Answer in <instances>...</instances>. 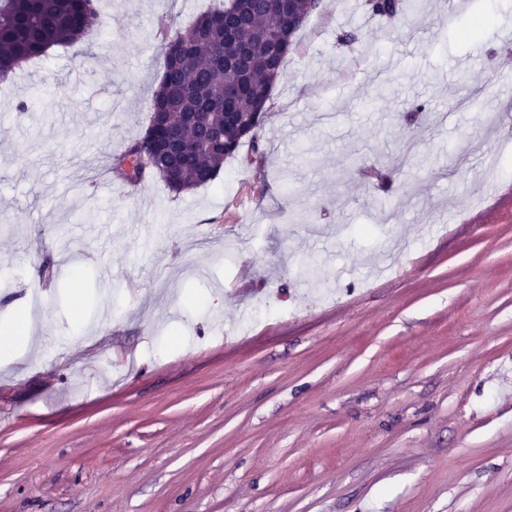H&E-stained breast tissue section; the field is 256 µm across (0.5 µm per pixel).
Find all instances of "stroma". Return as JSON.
Wrapping results in <instances>:
<instances>
[{
	"label": "stroma",
	"mask_w": 512,
	"mask_h": 512,
	"mask_svg": "<svg viewBox=\"0 0 512 512\" xmlns=\"http://www.w3.org/2000/svg\"><path fill=\"white\" fill-rule=\"evenodd\" d=\"M473 2L475 41L321 0L179 195L98 169L219 0H97L0 84V512H512V0Z\"/></svg>",
	"instance_id": "obj_1"
}]
</instances>
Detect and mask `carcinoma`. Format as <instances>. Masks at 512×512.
<instances>
[{
  "instance_id": "obj_1",
  "label": "carcinoma",
  "mask_w": 512,
  "mask_h": 512,
  "mask_svg": "<svg viewBox=\"0 0 512 512\" xmlns=\"http://www.w3.org/2000/svg\"><path fill=\"white\" fill-rule=\"evenodd\" d=\"M273 0H223L169 39L160 62V79L150 112L163 113L170 131L194 145L175 156L147 126L115 169L129 163L125 179L159 175L176 193L213 182L224 160L244 140L257 143L273 83L279 78L300 24L277 17ZM373 16L404 12L422 19V0H365ZM107 21L94 0H0V80L18 64L41 58L53 46H73L92 26Z\"/></svg>"
}]
</instances>
